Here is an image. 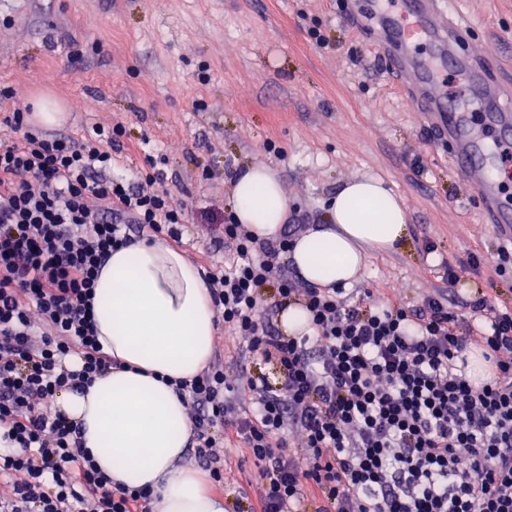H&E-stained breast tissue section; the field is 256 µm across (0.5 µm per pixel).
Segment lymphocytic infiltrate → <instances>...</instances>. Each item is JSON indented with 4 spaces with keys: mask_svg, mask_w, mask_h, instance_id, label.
Listing matches in <instances>:
<instances>
[{
    "mask_svg": "<svg viewBox=\"0 0 512 512\" xmlns=\"http://www.w3.org/2000/svg\"><path fill=\"white\" fill-rule=\"evenodd\" d=\"M29 114L0 119L12 132L0 139V512H150L151 491L108 489L52 405L113 364L92 312L113 251L148 231L179 239L186 214L157 160L143 183L113 176L111 129L46 135ZM289 242L257 243L225 214L224 266L204 276L225 339L283 376L277 387L244 371L231 381L218 360L175 381L215 487L237 442L259 469L250 512H512V310L475 298L480 324L462 333L443 292L352 303L292 275L279 261ZM289 302L309 312L308 334L279 331Z\"/></svg>",
    "mask_w": 512,
    "mask_h": 512,
    "instance_id": "obj_1",
    "label": "lymphocytic infiltrate"
}]
</instances>
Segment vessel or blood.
Returning <instances> with one entry per match:
<instances>
[{
	"instance_id": "obj_1",
	"label": "vessel or blood",
	"mask_w": 512,
	"mask_h": 512,
	"mask_svg": "<svg viewBox=\"0 0 512 512\" xmlns=\"http://www.w3.org/2000/svg\"><path fill=\"white\" fill-rule=\"evenodd\" d=\"M370 17L371 38L419 120L447 143L455 177L473 191L497 238L512 244V203L498 177L512 167V85L492 78L450 0H374ZM451 83L461 93L455 101Z\"/></svg>"
}]
</instances>
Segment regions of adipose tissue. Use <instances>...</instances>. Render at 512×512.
Here are the masks:
<instances>
[{"instance_id":"obj_1","label":"adipose tissue","mask_w":512,"mask_h":512,"mask_svg":"<svg viewBox=\"0 0 512 512\" xmlns=\"http://www.w3.org/2000/svg\"><path fill=\"white\" fill-rule=\"evenodd\" d=\"M231 200L257 240L280 237L288 196L269 167L236 174ZM327 219L287 254L304 280L323 288L350 287L370 254L393 249L408 232L400 198L374 177L346 183ZM94 319L105 352L120 366L89 388L63 393L59 408L79 423L111 488L152 490L151 512H224L186 458L193 425L167 384L193 379L213 355L215 309L198 270L160 240L113 251L96 282Z\"/></svg>"}]
</instances>
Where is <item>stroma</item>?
<instances>
[{"label":"stroma","mask_w":512,"mask_h":512,"mask_svg":"<svg viewBox=\"0 0 512 512\" xmlns=\"http://www.w3.org/2000/svg\"><path fill=\"white\" fill-rule=\"evenodd\" d=\"M455 9L512 82V0ZM365 20L355 0H0V90L55 103L66 116L57 134L121 126L113 172L128 179L148 171L140 144L149 140L167 158L174 201L197 208L178 245L190 262L223 264L205 213L231 210L230 181L243 167L269 166L289 218L310 229L345 183L374 176L401 197L410 238L370 255L355 295L370 288L407 305L449 288L512 307V258L501 259L447 145L419 123ZM472 252L485 259L480 271L461 265ZM230 461L224 509L246 512L238 492L257 469L238 449Z\"/></svg>","instance_id":"35a3bbf8"}]
</instances>
